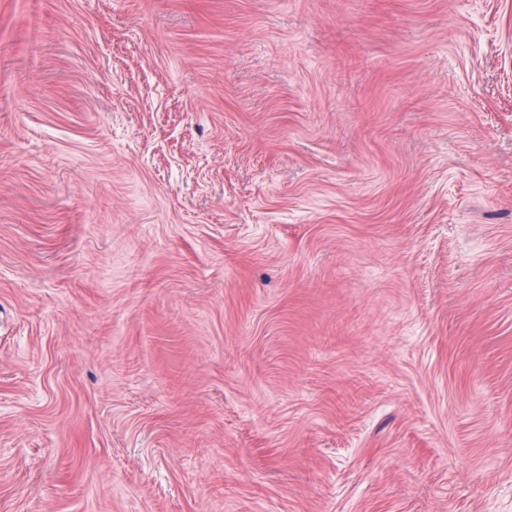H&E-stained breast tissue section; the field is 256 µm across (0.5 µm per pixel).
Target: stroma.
Returning <instances> with one entry per match:
<instances>
[{
  "instance_id": "stroma-1",
  "label": "stroma",
  "mask_w": 512,
  "mask_h": 512,
  "mask_svg": "<svg viewBox=\"0 0 512 512\" xmlns=\"http://www.w3.org/2000/svg\"><path fill=\"white\" fill-rule=\"evenodd\" d=\"M0 512H512V0H0Z\"/></svg>"
}]
</instances>
